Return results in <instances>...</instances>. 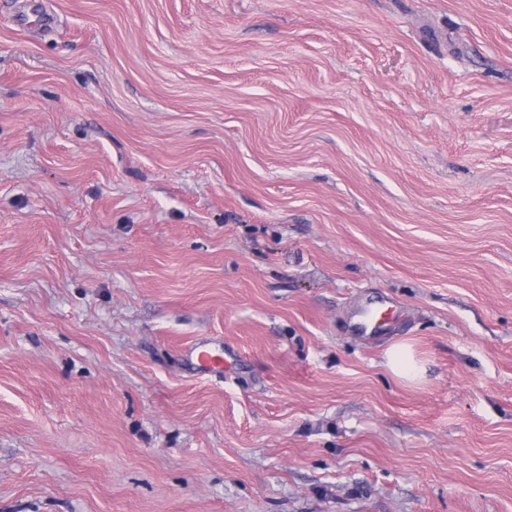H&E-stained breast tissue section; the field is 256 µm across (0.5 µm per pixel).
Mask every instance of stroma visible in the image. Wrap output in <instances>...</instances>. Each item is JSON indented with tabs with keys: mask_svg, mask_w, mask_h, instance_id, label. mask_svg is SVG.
I'll use <instances>...</instances> for the list:
<instances>
[{
	"mask_svg": "<svg viewBox=\"0 0 512 512\" xmlns=\"http://www.w3.org/2000/svg\"><path fill=\"white\" fill-rule=\"evenodd\" d=\"M0 512H512V0H0ZM387 355L389 367L396 375L405 378H412L418 375V371L404 345L394 346L388 351Z\"/></svg>",
	"mask_w": 512,
	"mask_h": 512,
	"instance_id": "obj_1",
	"label": "stroma"
}]
</instances>
